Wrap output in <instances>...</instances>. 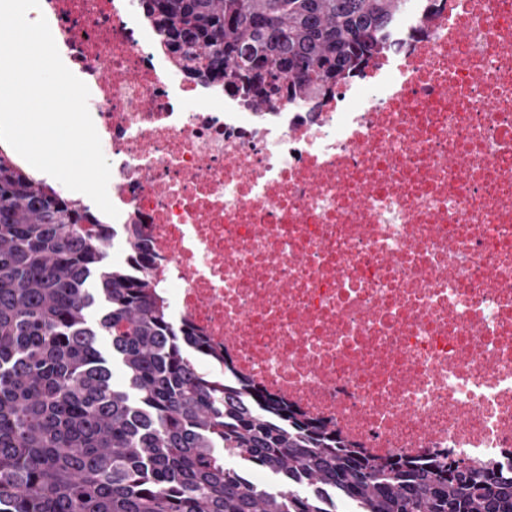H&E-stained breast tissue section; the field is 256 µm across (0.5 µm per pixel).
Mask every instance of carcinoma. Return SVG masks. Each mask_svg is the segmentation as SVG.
<instances>
[{"instance_id":"obj_1","label":"carcinoma","mask_w":512,"mask_h":512,"mask_svg":"<svg viewBox=\"0 0 512 512\" xmlns=\"http://www.w3.org/2000/svg\"><path fill=\"white\" fill-rule=\"evenodd\" d=\"M404 2L140 5L190 79L263 105L332 94L388 48ZM123 228L128 262L106 265L117 230L0 149V512H338L324 493L357 512H512L495 462L373 458L235 376L172 320L141 225Z\"/></svg>"}]
</instances>
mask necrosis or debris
<instances>
[{
    "label": "necrosis or debris",
    "mask_w": 512,
    "mask_h": 512,
    "mask_svg": "<svg viewBox=\"0 0 512 512\" xmlns=\"http://www.w3.org/2000/svg\"><path fill=\"white\" fill-rule=\"evenodd\" d=\"M139 0H40L175 320L373 457L512 465V0H420L320 107L156 53Z\"/></svg>",
    "instance_id": "necrosis-or-debris-1"
}]
</instances>
